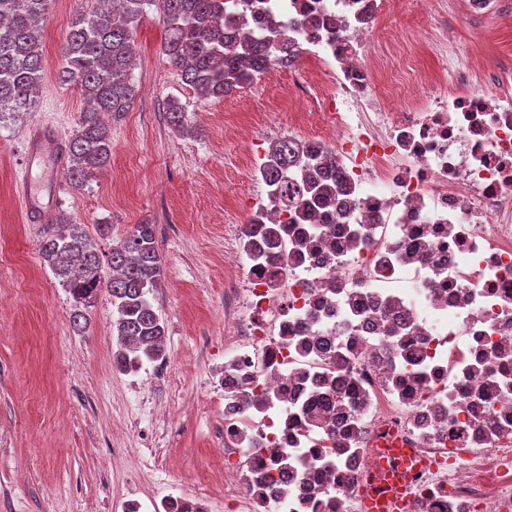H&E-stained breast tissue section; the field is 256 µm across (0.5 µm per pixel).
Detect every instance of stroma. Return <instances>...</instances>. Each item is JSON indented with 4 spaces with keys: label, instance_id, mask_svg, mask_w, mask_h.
<instances>
[{
    "label": "stroma",
    "instance_id": "1",
    "mask_svg": "<svg viewBox=\"0 0 512 512\" xmlns=\"http://www.w3.org/2000/svg\"><path fill=\"white\" fill-rule=\"evenodd\" d=\"M448 22L462 48L477 45L487 66L512 63V0H502L494 28L459 15L447 0ZM93 0H52L43 51L50 66L36 109L0 129V512H126L171 497L201 500L205 512H229L223 470L224 229L246 221L245 170L228 132L253 125L280 136L299 122L303 104L281 89L301 62L221 99H200L163 56V26L149 10L137 29L134 102L112 125V160L72 187L57 177L61 212L95 237L102 253L135 225L156 228L163 262L153 304L166 329L161 375L119 371L108 292L75 329L73 302L41 255L43 227L28 223L14 181L31 169L29 127L54 122L71 135L84 100L60 85L54 70L72 22ZM187 113V132L170 127L168 98Z\"/></svg>",
    "mask_w": 512,
    "mask_h": 512
}]
</instances>
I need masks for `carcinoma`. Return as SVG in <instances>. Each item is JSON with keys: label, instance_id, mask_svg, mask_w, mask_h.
Returning <instances> with one entry per match:
<instances>
[{"label": "carcinoma", "instance_id": "1", "mask_svg": "<svg viewBox=\"0 0 512 512\" xmlns=\"http://www.w3.org/2000/svg\"><path fill=\"white\" fill-rule=\"evenodd\" d=\"M51 0H0V128L30 111L36 103L45 71L43 25ZM94 6L72 25L56 69L58 82L76 86L86 109L67 144L72 184L83 185L93 171L107 168L112 157L111 129L101 116L122 117L135 98L131 71L132 42L146 7L160 10L164 26L162 52L182 81L204 98L221 99L260 78L270 68L264 43L240 40L224 31L220 0H93ZM269 181L284 182L288 170L303 165L296 140L274 141ZM351 188L336 162L308 165L304 192H285L278 207L304 209L310 218L326 204L349 206ZM42 256L75 303L73 326L82 328L86 308L106 289L118 317L115 322L123 368L165 353V326L151 295L162 281L163 263L154 225L138 224L112 246L104 272L96 242L84 225L59 213L45 225Z\"/></svg>", "mask_w": 512, "mask_h": 512}]
</instances>
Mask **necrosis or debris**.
I'll list each match as a JSON object with an SVG mask.
<instances>
[{
	"label": "necrosis or debris",
	"mask_w": 512,
	"mask_h": 512,
	"mask_svg": "<svg viewBox=\"0 0 512 512\" xmlns=\"http://www.w3.org/2000/svg\"><path fill=\"white\" fill-rule=\"evenodd\" d=\"M395 6L224 0L225 28L305 58L285 94L356 190L342 214L274 207L263 140L239 134L254 223L224 251L230 512H361L386 441L431 462L412 512H512V66L476 80L454 32L399 28L393 44L437 65L392 75Z\"/></svg>",
	"instance_id": "necrosis-or-debris-1"
}]
</instances>
